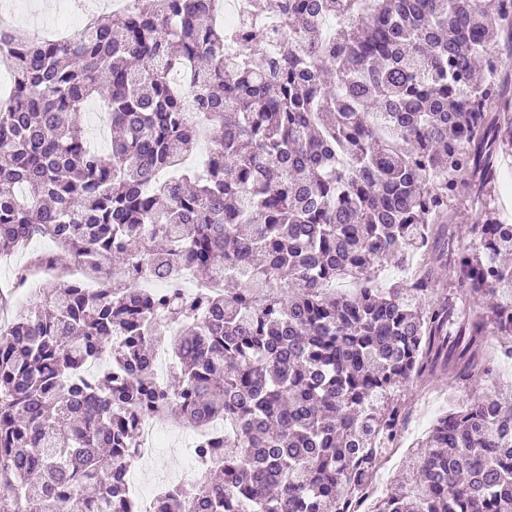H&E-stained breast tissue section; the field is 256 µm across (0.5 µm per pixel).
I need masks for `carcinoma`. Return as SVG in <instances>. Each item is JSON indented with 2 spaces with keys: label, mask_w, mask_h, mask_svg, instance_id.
<instances>
[{
  "label": "carcinoma",
  "mask_w": 512,
  "mask_h": 512,
  "mask_svg": "<svg viewBox=\"0 0 512 512\" xmlns=\"http://www.w3.org/2000/svg\"><path fill=\"white\" fill-rule=\"evenodd\" d=\"M131 2L73 42L0 34V257L61 241L104 285L52 277L0 330V512H130L138 423L169 412L238 433L199 447L221 461L159 512H347L398 437L401 395L490 376L487 337L512 336V224L491 204L512 126L493 110L512 92L493 41H512V0H247L239 29L224 0ZM263 14L280 20L276 52ZM104 85L105 154L81 121ZM186 95L221 131L201 169L185 165ZM475 185L479 223L450 250ZM427 245L448 281L426 266L376 287ZM184 264L224 277L201 319L175 282ZM164 320L180 325L179 382L161 392ZM421 447L373 512H512V392L450 402Z\"/></svg>",
  "instance_id": "carcinoma-1"
}]
</instances>
